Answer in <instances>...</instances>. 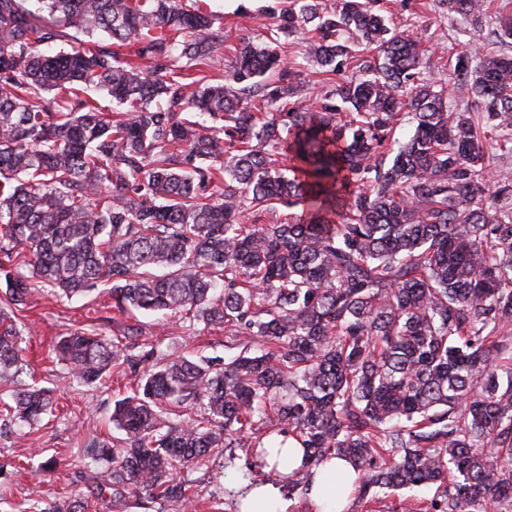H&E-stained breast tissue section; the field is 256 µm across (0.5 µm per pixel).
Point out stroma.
Segmentation results:
<instances>
[{
	"mask_svg": "<svg viewBox=\"0 0 512 512\" xmlns=\"http://www.w3.org/2000/svg\"><path fill=\"white\" fill-rule=\"evenodd\" d=\"M266 3L267 0H209L212 12L221 16L224 29L221 60L212 68V75H220L230 66L240 42H261L265 19L259 10ZM383 7L401 30L417 36L426 47L424 73L430 84L447 85L456 55L463 50L491 49L512 57L511 44L497 42L487 31H474L465 20L443 14L435 0H384ZM15 317L25 325L31 373L40 385L51 388L58 397L72 398L73 403L66 417L31 428L0 430V462H14L36 451L42 458L53 457L58 461L50 476H41L36 469L29 468L16 473L9 487L0 486V512H20L29 488L36 484L49 497L60 492L85 491L93 479L82 462L84 443L93 434L112 441L115 431L109 417L115 401L134 379L132 373L126 372L103 387L81 385L73 380L68 365L50 351L55 337L76 328L90 325L108 336L119 332L126 317L113 309L109 289L101 287L69 300L39 290L32 293ZM139 321L144 336L159 343L165 353L193 357L225 353L222 330L203 328L198 338L193 339L178 320H168L161 327L147 315L140 316Z\"/></svg>",
	"mask_w": 512,
	"mask_h": 512,
	"instance_id": "1",
	"label": "stroma"
}]
</instances>
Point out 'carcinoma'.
<instances>
[{
	"label": "carcinoma",
	"mask_w": 512,
	"mask_h": 512,
	"mask_svg": "<svg viewBox=\"0 0 512 512\" xmlns=\"http://www.w3.org/2000/svg\"><path fill=\"white\" fill-rule=\"evenodd\" d=\"M199 2L0 0V385L14 386L0 420L61 418L22 381L7 311L40 288L71 298L110 281L121 310L173 314L190 335L222 327L230 351L150 348L115 402L120 437L94 444L89 494L34 488L24 512H99L107 494L187 512L179 472L219 463L244 489L263 484L286 439L304 457L281 462L289 495L335 458L365 506L434 486L427 512H512V172L492 171L493 151L512 150V58L474 67L461 52L436 90L381 0H274L263 43L209 80L224 35ZM437 2L477 26L491 15L488 0ZM494 23L512 39L511 13ZM62 25L70 49L38 51ZM307 25L302 57L327 75L314 108L279 55ZM353 43L380 57L358 63ZM449 92L470 109L450 111ZM403 109L416 129L399 143ZM140 335L79 328L54 350L76 381L100 382L133 365Z\"/></svg>",
	"instance_id": "1"
}]
</instances>
